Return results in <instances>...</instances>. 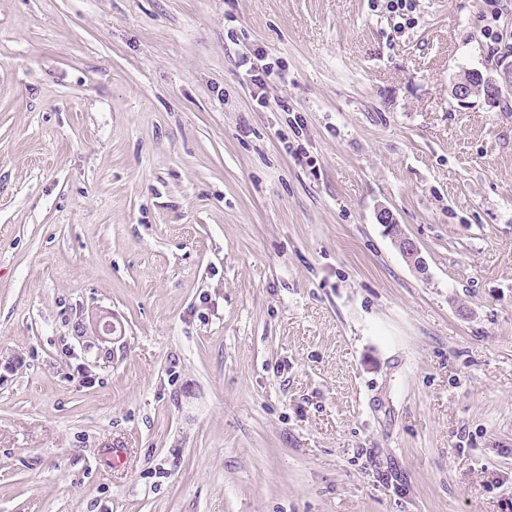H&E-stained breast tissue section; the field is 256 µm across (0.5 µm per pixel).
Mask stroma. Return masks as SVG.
<instances>
[{
	"label": "stroma",
	"instance_id": "35a3bbf8",
	"mask_svg": "<svg viewBox=\"0 0 512 512\" xmlns=\"http://www.w3.org/2000/svg\"><path fill=\"white\" fill-rule=\"evenodd\" d=\"M493 19L0 0V512H512V112L450 95ZM242 53L240 57V65L246 66L249 65L247 71L251 76L252 84L256 87L255 92V100L259 107L268 108L271 103V99L268 98L266 94V87L268 82L271 81L272 76L281 77V73L274 72V66H271L272 63H261L265 61L263 55H260L259 52H251ZM253 57V59H252ZM257 61L256 63L254 61ZM378 221L382 224L387 233L391 236L394 245L400 252L409 267L422 277L427 276L428 266L422 251L417 243L402 232L400 224H397L393 215L386 210H380Z\"/></svg>",
	"mask_w": 512,
	"mask_h": 512
}]
</instances>
